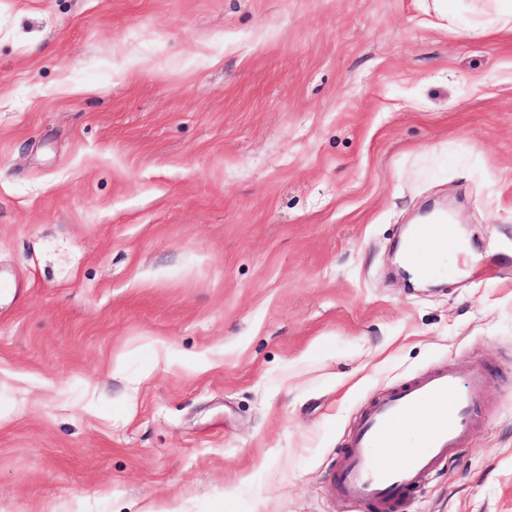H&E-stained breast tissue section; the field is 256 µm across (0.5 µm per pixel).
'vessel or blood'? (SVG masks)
Returning <instances> with one entry per match:
<instances>
[{
	"instance_id": "vessel-or-blood-1",
	"label": "vessel or blood",
	"mask_w": 512,
	"mask_h": 512,
	"mask_svg": "<svg viewBox=\"0 0 512 512\" xmlns=\"http://www.w3.org/2000/svg\"><path fill=\"white\" fill-rule=\"evenodd\" d=\"M447 240L448 221L442 215L408 239L406 257L421 275L444 273L439 260L424 261L422 254L427 244ZM483 387L481 372H474L463 383L452 368L439 367L377 399L349 434L346 463L336 476L340 494L366 512H384L404 498L471 436L474 408ZM425 406L431 407L432 415L419 442L402 449V427L416 420ZM396 448L403 451L398 460L392 457Z\"/></svg>"
}]
</instances>
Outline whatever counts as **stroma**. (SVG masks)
<instances>
[{
	"mask_svg": "<svg viewBox=\"0 0 512 512\" xmlns=\"http://www.w3.org/2000/svg\"><path fill=\"white\" fill-rule=\"evenodd\" d=\"M511 17L0 0V512H359L350 429L438 366L475 429L394 512H512ZM427 242L448 244V221L446 216L441 215L435 222L424 224L417 229L416 233L407 241L406 257L421 275L434 276L447 273V266H441L436 254L430 262L421 258V254L427 248Z\"/></svg>",
	"mask_w": 512,
	"mask_h": 512,
	"instance_id": "35a3bbf8",
	"label": "stroma"
}]
</instances>
